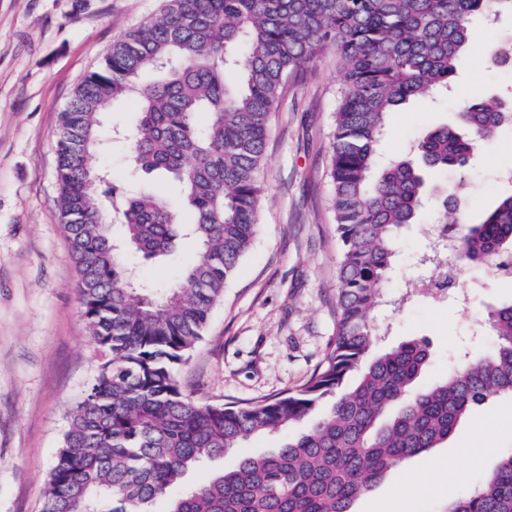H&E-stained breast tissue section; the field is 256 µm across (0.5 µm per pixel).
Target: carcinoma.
<instances>
[{"instance_id": "obj_1", "label": "carcinoma", "mask_w": 512, "mask_h": 512, "mask_svg": "<svg viewBox=\"0 0 512 512\" xmlns=\"http://www.w3.org/2000/svg\"><path fill=\"white\" fill-rule=\"evenodd\" d=\"M504 10L512 14V0H161L154 20L112 44L74 90L57 132L58 210L89 338L105 359L70 415L43 512H152L204 461L306 420L280 447L167 497L168 512H351L388 472L448 442L473 407L512 395V301L487 311L491 350L464 355L431 382H422L430 351L421 340L364 363L398 233L422 206L426 172L463 174L509 103L473 100L456 124L420 136L418 162L380 167L385 118L453 87L473 20ZM325 53L344 83L330 167L341 243L336 336L296 390L246 405L198 401L174 366L203 339L257 232L270 114L288 80ZM125 99L138 105L121 131L136 166L170 179L193 222L92 165ZM114 212L119 236L110 231ZM182 239L198 255L178 282H137L127 252L160 258ZM457 240L467 263L511 276L497 259L512 248V192ZM444 512H512V451Z\"/></svg>"}]
</instances>
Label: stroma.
<instances>
[{
    "label": "stroma",
    "mask_w": 512,
    "mask_h": 512,
    "mask_svg": "<svg viewBox=\"0 0 512 512\" xmlns=\"http://www.w3.org/2000/svg\"><path fill=\"white\" fill-rule=\"evenodd\" d=\"M160 0H0V512H40L48 473L62 444L70 410L96 375L78 274L57 208L55 142L59 116L75 87L131 27L154 19ZM474 39L458 59L453 93L413 102L387 118L381 155L406 157L421 133L452 123L471 99L512 97V15L477 20ZM343 87L332 57L305 68L271 116L264 204L254 241L224 289L202 341L176 369L181 386L216 404L264 400L304 384L336 333L335 233L329 179L334 112ZM95 167L140 191L157 181L132 178L124 144L93 158ZM449 172L434 174L417 223L403 228L389 294L414 287L388 310L387 349L410 339L429 344L428 378L463 353L487 350L481 325L488 309L512 299V278L466 266L455 288L431 292L436 269L420 257L427 229L446 217L454 233L480 222L512 189V127L486 142L465 173L455 210L442 208ZM192 240L173 255L148 262L130 255L143 284L176 280L195 258ZM283 434H265L202 465L173 495L233 469L249 455L279 447ZM512 449V397L474 408L448 443L415 456L358 498L351 512H440L486 475Z\"/></svg>",
    "instance_id": "obj_1"
}]
</instances>
